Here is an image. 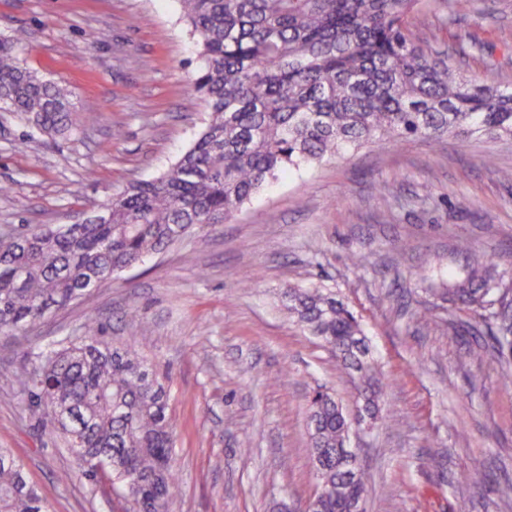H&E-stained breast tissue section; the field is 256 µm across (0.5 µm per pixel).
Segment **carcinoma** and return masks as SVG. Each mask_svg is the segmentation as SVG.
Returning a JSON list of instances; mask_svg holds the SVG:
<instances>
[{
  "mask_svg": "<svg viewBox=\"0 0 512 512\" xmlns=\"http://www.w3.org/2000/svg\"><path fill=\"white\" fill-rule=\"evenodd\" d=\"M198 37L202 61L194 90L208 108L197 140L162 175L136 183L83 221L16 233L0 227V335L42 321L176 240L222 224L281 173L348 149L410 138H512V83L499 63L483 60L476 77L437 50L425 30L467 14L481 0H180ZM21 38H0V104L36 132L71 138L81 124L69 93L27 67ZM464 56L484 41L456 33ZM283 306L297 323L358 374L370 395L374 367L366 359L356 316L332 291L290 286ZM452 300L474 315L478 331L511 353L502 383L512 385V285L495 287L473 273ZM47 345L30 360L20 392L30 414L77 444L84 477L106 482L126 512H167L179 485L170 390L131 348L96 336ZM309 453L320 488L311 512H351L366 491L364 473L349 475L348 420L335 397L309 399ZM0 512H51L23 461L0 448Z\"/></svg>",
  "mask_w": 512,
  "mask_h": 512,
  "instance_id": "obj_1",
  "label": "carcinoma"
}]
</instances>
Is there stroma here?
Returning a JSON list of instances; mask_svg holds the SVG:
<instances>
[{"label":"stroma","instance_id":"35a3bbf8","mask_svg":"<svg viewBox=\"0 0 512 512\" xmlns=\"http://www.w3.org/2000/svg\"><path fill=\"white\" fill-rule=\"evenodd\" d=\"M486 2L488 17L456 26L488 42L508 81L512 0ZM22 31L32 35L21 46L28 67L71 89L86 124L53 141L0 109V225L77 222L169 169L208 118L193 89L197 38L178 0H0V37ZM488 157L512 169V140L410 139L300 168L224 224L0 337V448L23 459L53 512H124V500L77 475L19 393L32 353L93 321L170 388L181 493L169 512L296 510L318 488L309 395L326 390L349 415L363 405L357 376L280 301L287 286H318L359 318L382 381L378 418L349 439L368 476L367 512H512V387L488 337L461 332L471 316L447 296L489 263L512 282V182ZM421 309L428 321L415 319ZM475 458L483 475L459 484Z\"/></svg>","mask_w":512,"mask_h":512}]
</instances>
